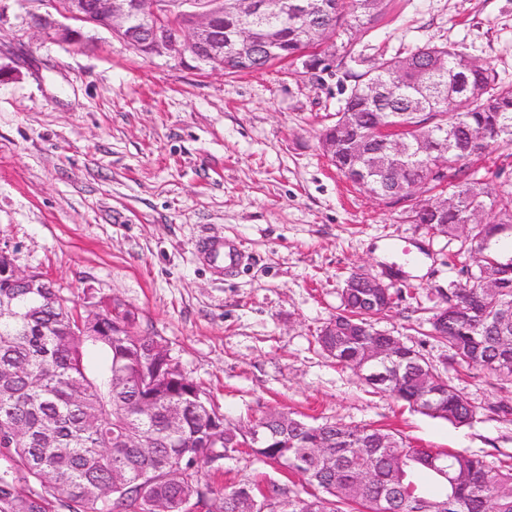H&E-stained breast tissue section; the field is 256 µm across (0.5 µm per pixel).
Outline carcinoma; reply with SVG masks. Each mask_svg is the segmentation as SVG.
<instances>
[{"mask_svg":"<svg viewBox=\"0 0 512 512\" xmlns=\"http://www.w3.org/2000/svg\"><path fill=\"white\" fill-rule=\"evenodd\" d=\"M234 2L223 0L224 39L229 29L249 26L262 51L252 59L229 51L228 74L283 62L299 50L297 31L305 22L324 26L337 39L378 20L365 14L363 0H297L311 7L298 19L288 13L242 17ZM166 20L173 27L191 22L182 0H169ZM411 57L427 67L444 58L448 66L434 73L403 70L392 57L356 76L336 113L333 166L352 182L368 180L380 194L422 184L457 197L456 210L438 218L412 208L406 215L411 224L461 239L464 282L438 290L448 325L430 322L428 336L448 346L452 363L512 382V271H502L498 288H485L497 261H512V235L498 234L502 225H512V181L495 186L461 165L495 142L512 144V84L448 46L419 48ZM372 82L390 88L385 99L370 96ZM378 117L410 129L398 170L380 164V143L371 140L361 149L345 143L347 125L366 128ZM444 128L455 130L454 149L416 154L415 140L435 143ZM476 254L483 255L479 264L473 263ZM1 296L10 308L0 314V512H185L205 491L222 495L224 512L249 509L242 497L253 492L250 484L219 493L202 480L204 470L220 469L237 428L216 417L173 355L155 353L162 338L141 327L136 308L118 298L98 301L103 321L121 333L96 336L91 327L93 335L84 336L79 322H89L93 312L68 305L49 282L31 288L1 281ZM394 304L367 288H342L336 316L322 327L317 344L336 363L355 368L387 335L374 321ZM397 354L400 372L380 389L423 411L425 370L440 403L429 415L461 426L474 420L469 399L419 350L404 343ZM150 376L156 383L145 414L138 389ZM265 424L268 439L253 453L288 465L310 487L306 497L272 488L271 497L288 504L279 512H380V503L387 512H512V456L490 467L465 451L412 448L386 428L332 420L314 425L286 413L265 417ZM318 439L327 446L314 453ZM395 458L403 459L402 469L392 468Z\"/></svg>","mask_w":512,"mask_h":512,"instance_id":"carcinoma-1","label":"carcinoma"}]
</instances>
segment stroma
<instances>
[{"mask_svg":"<svg viewBox=\"0 0 512 512\" xmlns=\"http://www.w3.org/2000/svg\"><path fill=\"white\" fill-rule=\"evenodd\" d=\"M34 0H0V248L72 303L135 307L232 423L273 412L398 431L415 448L512 455V387L453 373L477 408L457 426L410 409L341 368L315 342L356 269L395 274L377 326L443 367L426 337L459 241L405 221L409 205L353 185L319 138L355 75L381 58L447 44L512 83V0H386L330 72L277 64L227 74L192 57L145 58L91 29L74 44L37 29ZM229 237L233 276L199 255ZM215 487L257 480L304 495L300 477L253 454L224 460Z\"/></svg>","mask_w":512,"mask_h":512,"instance_id":"1","label":"stroma"}]
</instances>
